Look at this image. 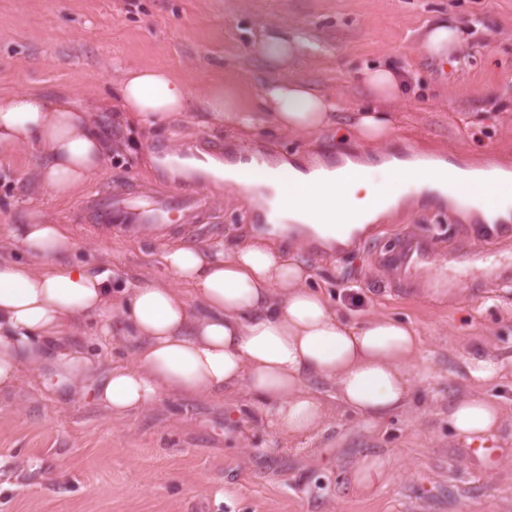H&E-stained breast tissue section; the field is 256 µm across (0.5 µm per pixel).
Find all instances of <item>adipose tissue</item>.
Listing matches in <instances>:
<instances>
[{"label":"adipose tissue","instance_id":"1","mask_svg":"<svg viewBox=\"0 0 512 512\" xmlns=\"http://www.w3.org/2000/svg\"><path fill=\"white\" fill-rule=\"evenodd\" d=\"M305 40L272 32L255 48L286 66ZM377 107L358 120L365 138L392 127L382 103L403 98L407 83L391 67L364 70ZM114 105L124 119L153 127L196 112L200 125L251 129L269 123L287 133L316 132L334 123L336 103L307 83L276 80L255 98L217 81L191 91L168 70L137 65L123 70ZM32 150L36 184L66 196L99 172L112 154L92 113L68 95L33 88L0 94V157ZM261 165L226 163L227 188L244 189L258 205L285 218L279 229L291 246L317 240L347 243L367 224L402 206L412 192L438 190L449 208L489 221L512 214V173L499 167L425 166L379 156L346 160L333 176L289 167L284 182L263 179ZM77 242L64 225L39 214L11 225L0 248V391L35 374L42 388L89 390L120 422L162 395L224 400L244 389L248 406L278 436L319 428L328 405L315 389L331 383L345 410L376 421L404 411L412 399L408 366L417 333L386 317L340 316L308 288L309 272L291 254L253 238L229 252L192 245L168 248L162 262L171 282L121 285L112 267L70 261ZM96 319L100 335L134 341L131 364L98 367L74 335ZM501 421L498 404L479 395L457 398L448 425L466 439L487 436Z\"/></svg>","mask_w":512,"mask_h":512}]
</instances>
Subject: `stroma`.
<instances>
[{"label":"stroma","instance_id":"stroma-1","mask_svg":"<svg viewBox=\"0 0 512 512\" xmlns=\"http://www.w3.org/2000/svg\"><path fill=\"white\" fill-rule=\"evenodd\" d=\"M448 21L467 34L460 51L428 53V27ZM297 31L310 42L294 77L337 99L336 126L285 134L270 125L240 132L204 129L193 116L166 126L120 124L104 111L123 69L152 65L201 91L215 79L259 94L274 72L252 51L269 28ZM390 65L405 73L411 94L393 102L396 127L375 145L352 135L369 102L362 70ZM38 88L69 93L110 130L114 151L90 185L132 189L190 185L155 158L156 145L187 148L219 141L224 157L241 153L310 167L329 152H410L429 157L512 161V0H0V91ZM350 131L348 140L338 130ZM33 153L0 158V237L30 210L75 235V260L111 259L118 282L168 280L160 262L168 245L228 249L256 234L289 243L244 218L246 195L210 187L213 222L204 231L173 224L165 241L148 231L125 235L95 228L78 200L33 185ZM435 236L448 251L477 242L473 222L422 202L371 225L347 249L312 246L297 258L337 313L391 317L420 339L412 366L413 399L402 414L373 422L332 407L326 424L295 438L276 437L246 408L165 396L149 411L113 424L90 397L41 391L23 378L0 394V512H512V287L481 294L457 272L453 294L424 300L391 289L383 260L400 232ZM501 363L492 385L475 382L466 364ZM480 393L501 408V423L473 454L448 426V405ZM389 461L382 485L358 491L361 457Z\"/></svg>","mask_w":512,"mask_h":512}]
</instances>
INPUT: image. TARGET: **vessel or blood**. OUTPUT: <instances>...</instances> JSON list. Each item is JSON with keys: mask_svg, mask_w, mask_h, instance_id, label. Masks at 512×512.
<instances>
[{"mask_svg": "<svg viewBox=\"0 0 512 512\" xmlns=\"http://www.w3.org/2000/svg\"><path fill=\"white\" fill-rule=\"evenodd\" d=\"M82 205L99 226H120L133 232L147 225L162 227L174 214L184 224H205L211 214V204L201 184L137 192L99 187L85 194ZM391 267L394 287L427 296H444L455 289V282L448 278L452 267L481 272L502 285L512 283V262L503 261L499 250L473 246L444 255L430 237L410 233L400 238L391 256Z\"/></svg>", "mask_w": 512, "mask_h": 512, "instance_id": "vessel-or-blood-1", "label": "vessel or blood"}]
</instances>
